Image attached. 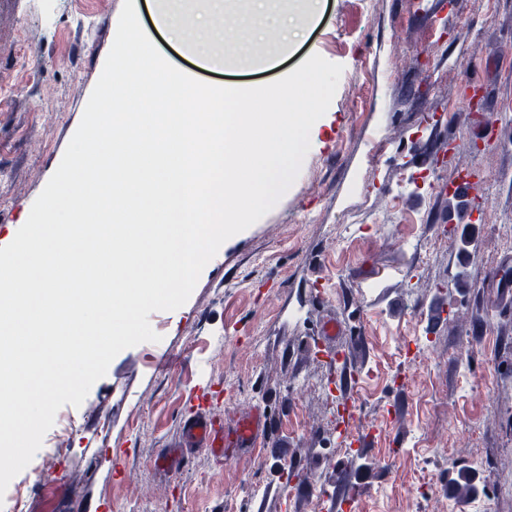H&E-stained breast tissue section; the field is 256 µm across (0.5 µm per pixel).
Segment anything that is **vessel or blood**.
Wrapping results in <instances>:
<instances>
[{
    "label": "vessel or blood",
    "mask_w": 512,
    "mask_h": 512,
    "mask_svg": "<svg viewBox=\"0 0 512 512\" xmlns=\"http://www.w3.org/2000/svg\"><path fill=\"white\" fill-rule=\"evenodd\" d=\"M266 424L258 411L250 410L239 415L225 429H217L211 418L203 412L183 417L180 434L168 442L158 453L155 463L165 469H173L187 462L182 449L186 445L209 449L212 454L240 452L253 447L265 432Z\"/></svg>",
    "instance_id": "obj_1"
}]
</instances>
